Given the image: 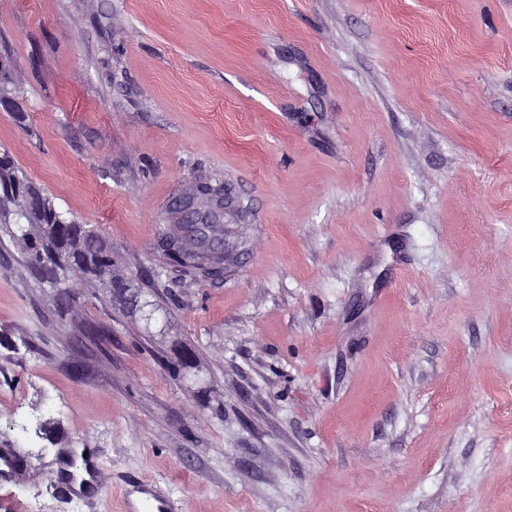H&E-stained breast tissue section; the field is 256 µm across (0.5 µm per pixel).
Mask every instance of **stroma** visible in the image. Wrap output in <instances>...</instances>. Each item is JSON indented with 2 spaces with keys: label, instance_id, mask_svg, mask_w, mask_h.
Returning a JSON list of instances; mask_svg holds the SVG:
<instances>
[{
  "label": "stroma",
  "instance_id": "obj_1",
  "mask_svg": "<svg viewBox=\"0 0 512 512\" xmlns=\"http://www.w3.org/2000/svg\"><path fill=\"white\" fill-rule=\"evenodd\" d=\"M0 54V149L159 309L60 317L0 228V512H512V0H0ZM206 184L247 244L166 286Z\"/></svg>",
  "mask_w": 512,
  "mask_h": 512
}]
</instances>
